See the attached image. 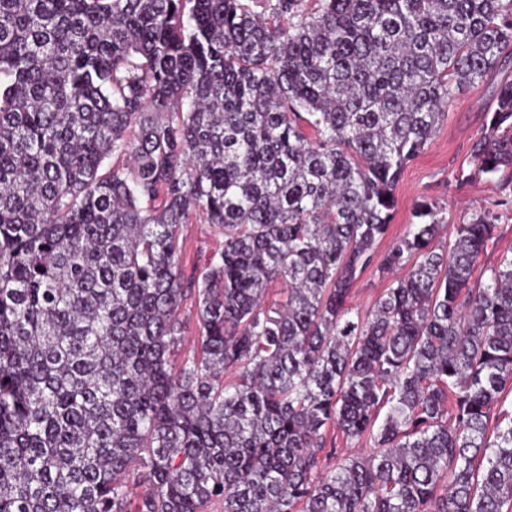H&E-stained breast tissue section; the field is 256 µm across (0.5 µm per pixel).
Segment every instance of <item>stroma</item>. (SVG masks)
Listing matches in <instances>:
<instances>
[{
	"label": "stroma",
	"mask_w": 512,
	"mask_h": 512,
	"mask_svg": "<svg viewBox=\"0 0 512 512\" xmlns=\"http://www.w3.org/2000/svg\"><path fill=\"white\" fill-rule=\"evenodd\" d=\"M512 79V61L489 73L479 82L464 88L450 101L437 131L423 153L406 167L397 187L390 239L402 236L413 220L416 203L423 198L436 202L443 212L446 228L441 236L445 245L454 241V227L466 223L475 213L497 209L502 233L474 267V277H481L486 266L504 252H512V174L493 178L471 176L469 149L482 131L486 112L493 108L495 90ZM183 269L200 268L224 247L223 232L193 220L183 225L180 238Z\"/></svg>",
	"instance_id": "obj_1"
}]
</instances>
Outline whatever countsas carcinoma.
<instances>
[{"mask_svg": "<svg viewBox=\"0 0 512 512\" xmlns=\"http://www.w3.org/2000/svg\"><path fill=\"white\" fill-rule=\"evenodd\" d=\"M506 52L512 0H0V512H512L498 214L447 248L417 204L348 304ZM495 103L475 176L512 169ZM197 216L224 248L188 274Z\"/></svg>", "mask_w": 512, "mask_h": 512, "instance_id": "obj_1", "label": "carcinoma"}]
</instances>
